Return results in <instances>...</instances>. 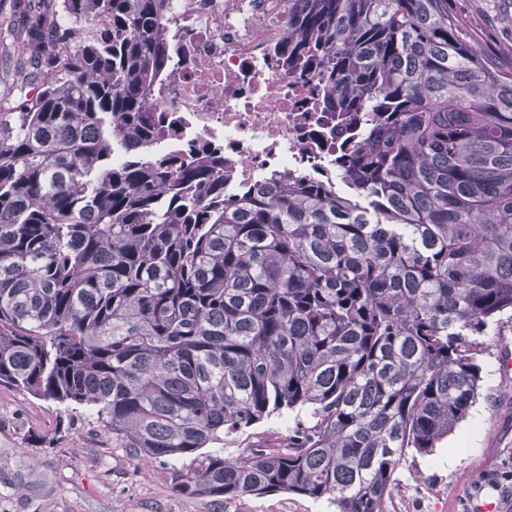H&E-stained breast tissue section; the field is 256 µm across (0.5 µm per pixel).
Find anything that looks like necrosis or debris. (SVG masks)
Listing matches in <instances>:
<instances>
[{"mask_svg":"<svg viewBox=\"0 0 512 512\" xmlns=\"http://www.w3.org/2000/svg\"><path fill=\"white\" fill-rule=\"evenodd\" d=\"M287 14L288 0H173L148 114L154 158L223 156L228 197L279 175L335 185L336 157L359 127L323 111L314 75L281 67Z\"/></svg>","mask_w":512,"mask_h":512,"instance_id":"1","label":"necrosis or debris"}]
</instances>
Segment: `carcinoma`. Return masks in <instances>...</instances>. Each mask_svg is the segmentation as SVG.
<instances>
[{
  "mask_svg": "<svg viewBox=\"0 0 512 512\" xmlns=\"http://www.w3.org/2000/svg\"><path fill=\"white\" fill-rule=\"evenodd\" d=\"M31 2L39 90L0 111V384L89 408L148 462L194 456L186 495L385 512L512 311V73L448 0H288L286 65L362 121L347 191L228 199L219 162L151 158L167 0ZM302 409L286 451L200 452Z\"/></svg>",
  "mask_w": 512,
  "mask_h": 512,
  "instance_id": "obj_1",
  "label": "carcinoma"
}]
</instances>
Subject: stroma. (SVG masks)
<instances>
[{"label":"stroma","mask_w":512,"mask_h":512,"mask_svg":"<svg viewBox=\"0 0 512 512\" xmlns=\"http://www.w3.org/2000/svg\"><path fill=\"white\" fill-rule=\"evenodd\" d=\"M28 0H0V100L13 98L26 41ZM465 45L497 68L512 70V0H449ZM478 356L480 395L467 417L432 452L406 449L393 473L386 512H471L493 494L504 464L512 465V316L490 326ZM293 417L262 421L228 437L237 457L258 441L288 446ZM191 458L144 463L100 434L95 414L74 404L41 400L0 384V512H337L329 500L288 492L251 496L228 506L179 492L176 470Z\"/></svg>","instance_id":"1"}]
</instances>
